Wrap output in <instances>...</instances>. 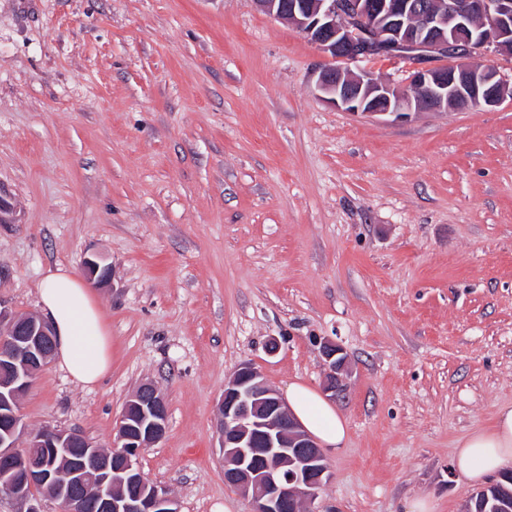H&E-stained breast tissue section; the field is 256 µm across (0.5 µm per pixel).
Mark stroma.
<instances>
[{
	"instance_id": "obj_1",
	"label": "stroma",
	"mask_w": 512,
	"mask_h": 512,
	"mask_svg": "<svg viewBox=\"0 0 512 512\" xmlns=\"http://www.w3.org/2000/svg\"><path fill=\"white\" fill-rule=\"evenodd\" d=\"M324 60L251 0H0V305L39 312L57 264L112 268L91 289L111 372L88 390L48 363L27 432L111 448L153 382L144 477L181 512H252L224 481V383L248 361L321 389L328 336L349 434L315 512H462L456 443L512 407V101L353 114L317 91ZM319 344L325 366L323 391L329 397L334 398L343 386V375L348 372V353L342 345L332 338H322Z\"/></svg>"
}]
</instances>
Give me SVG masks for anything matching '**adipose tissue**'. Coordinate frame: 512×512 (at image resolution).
Masks as SVG:
<instances>
[{
	"mask_svg": "<svg viewBox=\"0 0 512 512\" xmlns=\"http://www.w3.org/2000/svg\"><path fill=\"white\" fill-rule=\"evenodd\" d=\"M39 305L56 333L60 368L83 387L97 385L110 370L112 351L99 307L84 282L67 267L48 269L40 283ZM288 406L324 448L342 449L347 420L316 390L290 384ZM511 462L512 408L501 409L491 429L472 432L458 441L454 453L456 469L473 483Z\"/></svg>",
	"mask_w": 512,
	"mask_h": 512,
	"instance_id": "ef3b65f1",
	"label": "adipose tissue"
}]
</instances>
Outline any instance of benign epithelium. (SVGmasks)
Instances as JSON below:
<instances>
[{
    "label": "benign epithelium",
    "instance_id": "1",
    "mask_svg": "<svg viewBox=\"0 0 512 512\" xmlns=\"http://www.w3.org/2000/svg\"><path fill=\"white\" fill-rule=\"evenodd\" d=\"M261 12L284 21L316 44L326 62L316 79L326 102L351 113L407 117L423 111L446 112L496 106L512 100V76L478 58H512V0H251ZM388 59L409 64L399 88L371 70L348 64ZM83 274L93 285L110 277L97 259H84ZM56 346L49 323L34 314L0 307V457L10 463L0 479L25 512H43L35 487L51 484L61 512H84L82 490L94 488L99 512H180L165 488L144 480L141 450L167 430L164 396L151 382L140 385L125 404L112 447L103 451L78 430L52 429L28 439L33 448L54 456L86 449L79 470L51 469L32 455L14 460L24 435L21 395ZM325 366L323 391L330 397L348 372L346 349L331 338L320 340ZM219 448L224 481L251 498L252 512H300L329 479L320 446L301 429L282 397L249 362L224 382L217 404Z\"/></svg>",
    "mask_w": 512,
    "mask_h": 512
}]
</instances>
